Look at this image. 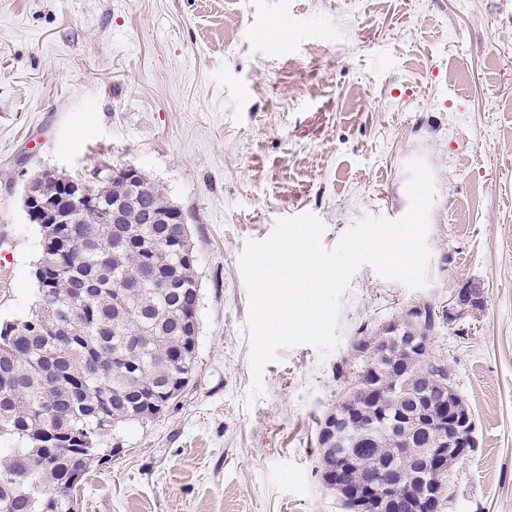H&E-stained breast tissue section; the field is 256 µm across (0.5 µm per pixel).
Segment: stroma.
Masks as SVG:
<instances>
[{
    "mask_svg": "<svg viewBox=\"0 0 512 512\" xmlns=\"http://www.w3.org/2000/svg\"><path fill=\"white\" fill-rule=\"evenodd\" d=\"M417 155L436 186L428 285L359 269L340 346L279 350L245 409V242L303 213L328 248L362 215L400 218ZM100 164L139 168L184 214L198 364L163 415L117 432L76 512H346L317 436L354 339L416 303L446 309L466 279L482 311L431 341L476 441L444 512H512V0H0V322L37 301L25 184Z\"/></svg>",
    "mask_w": 512,
    "mask_h": 512,
    "instance_id": "1",
    "label": "stroma"
}]
</instances>
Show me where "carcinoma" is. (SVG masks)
<instances>
[{"mask_svg": "<svg viewBox=\"0 0 512 512\" xmlns=\"http://www.w3.org/2000/svg\"><path fill=\"white\" fill-rule=\"evenodd\" d=\"M105 197H124L120 224H106V210L92 203L79 208L82 237L70 240L66 227L42 249L56 253L57 264H35L37 304L12 330H0V512H76L73 489L99 458L104 437L129 423L152 419L149 399L183 391L197 363V337L181 327L185 297L197 289L195 262L179 251H194L179 240L178 223L148 224V211L175 210L158 185L148 179L130 186L116 177ZM174 267L173 287L158 280ZM418 316L437 332L440 316L430 303ZM353 351L358 364L351 383L362 398L391 412L401 387L412 385L422 398L408 401L414 410L439 411L448 392L430 378L448 377V366L424 347L409 364L383 355L376 337L383 329L365 327ZM54 361L63 375L54 383L39 371ZM381 427L352 444L367 430L371 413L354 416L339 429L334 451L353 449L361 466L341 475L322 474L328 486L378 485L379 467L391 457L390 431ZM415 448H433L436 430L410 435Z\"/></svg>", "mask_w": 512, "mask_h": 512, "instance_id": "1", "label": "carcinoma"}]
</instances>
